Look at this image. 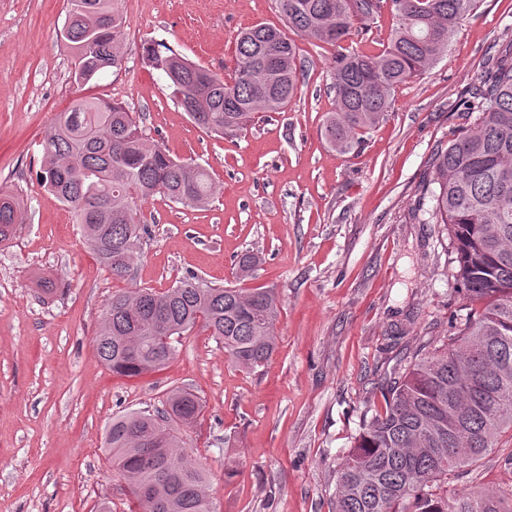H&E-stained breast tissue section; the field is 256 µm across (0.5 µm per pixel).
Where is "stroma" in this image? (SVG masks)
Instances as JSON below:
<instances>
[{"label":"stroma","mask_w":512,"mask_h":512,"mask_svg":"<svg viewBox=\"0 0 512 512\" xmlns=\"http://www.w3.org/2000/svg\"><path fill=\"white\" fill-rule=\"evenodd\" d=\"M124 63L89 85L72 78L62 34L68 0H0V187L23 201L25 227L0 247V512H130L104 444L112 419L158 407L174 386L203 403L182 428L210 472L212 512H332L336 471L399 357L446 343L463 294L443 225L412 209L437 148L475 119L462 103L490 47L512 38V0H480L447 52L399 85L387 118L360 152L320 135L336 108L334 47L303 37L298 91L246 135L220 138L177 108L145 44L170 46L224 79L236 41L258 23L283 26L274 0H120ZM137 112L176 158L209 168L204 210L157 196L132 276L113 280L79 225L44 190L42 141L80 96ZM265 262L236 279L235 260ZM215 285L273 288L281 299L275 351L249 371L196 331L175 358L140 378L113 375L94 346L104 307L127 288L162 291L188 274ZM52 291H45V282ZM506 449H493L458 489H512Z\"/></svg>","instance_id":"35a3bbf8"}]
</instances>
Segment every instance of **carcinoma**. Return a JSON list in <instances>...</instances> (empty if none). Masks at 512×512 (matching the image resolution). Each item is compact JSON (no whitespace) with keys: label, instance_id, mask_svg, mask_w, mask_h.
Wrapping results in <instances>:
<instances>
[{"label":"carcinoma","instance_id":"carcinoma-1","mask_svg":"<svg viewBox=\"0 0 512 512\" xmlns=\"http://www.w3.org/2000/svg\"><path fill=\"white\" fill-rule=\"evenodd\" d=\"M276 2L284 27L259 23L241 33L231 83L158 43L146 45L145 62L196 126L234 136L256 115L284 111L297 92V46L288 32L338 47L354 25L368 29L387 8L395 23L379 52L336 55V110L322 136L348 153L361 132L385 119L396 87L447 50L479 0ZM124 28L118 0H69L63 37L76 83L121 67ZM463 105L478 117L433 154L418 207L421 223L448 226L468 312L447 344L418 351L394 372L385 408L363 417L336 471L334 512H512V494L448 489V480L492 449L512 444V38L488 54ZM39 178L114 279L128 278L137 257L144 233L138 204L159 194L205 208L215 192L207 168L173 158L144 135L129 107L98 97L58 113ZM22 224L20 200L0 189V244ZM279 315L274 288L217 287L190 274L163 292L113 294L94 346L112 374L137 378L166 367L181 338L198 328L223 345L229 361L254 370L275 350ZM164 405L113 419L107 459L134 490L138 512H211L208 472L185 451L180 431L197 421L201 400L177 386Z\"/></svg>","mask_w":512,"mask_h":512}]
</instances>
